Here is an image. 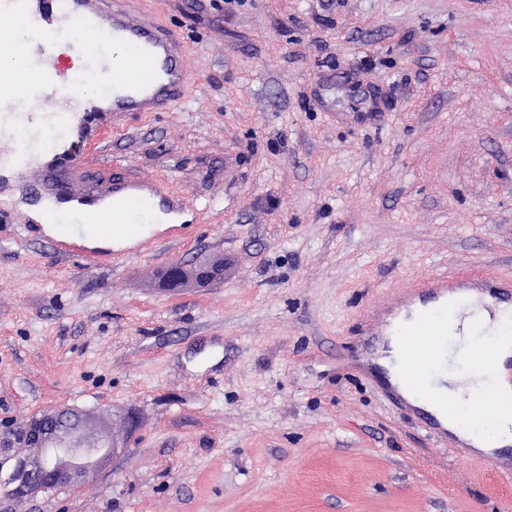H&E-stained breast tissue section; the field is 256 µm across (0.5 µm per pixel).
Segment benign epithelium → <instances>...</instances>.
I'll use <instances>...</instances> for the list:
<instances>
[{
  "label": "benign epithelium",
  "mask_w": 512,
  "mask_h": 512,
  "mask_svg": "<svg viewBox=\"0 0 512 512\" xmlns=\"http://www.w3.org/2000/svg\"><path fill=\"white\" fill-rule=\"evenodd\" d=\"M224 264L188 265L172 262L165 287L181 288L193 280L207 286L219 280ZM119 439L103 437L101 419L74 408H56L31 417L21 437L0 448L12 460L11 470L0 478V502L25 501L74 487L97 475L118 451Z\"/></svg>",
  "instance_id": "benign-epithelium-1"
}]
</instances>
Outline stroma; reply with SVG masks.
<instances>
[{"label": "stroma", "instance_id": "obj_1", "mask_svg": "<svg viewBox=\"0 0 512 512\" xmlns=\"http://www.w3.org/2000/svg\"><path fill=\"white\" fill-rule=\"evenodd\" d=\"M128 4L182 35L188 98L70 149L191 214L61 260L0 181V431L137 420L97 479L17 512H512V450L430 434L367 350L425 278L512 282V0ZM216 257L221 283L163 287Z\"/></svg>", "mask_w": 512, "mask_h": 512}]
</instances>
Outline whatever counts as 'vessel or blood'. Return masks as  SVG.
Segmentation results:
<instances>
[{
  "instance_id": "obj_1",
  "label": "vessel or blood",
  "mask_w": 512,
  "mask_h": 512,
  "mask_svg": "<svg viewBox=\"0 0 512 512\" xmlns=\"http://www.w3.org/2000/svg\"><path fill=\"white\" fill-rule=\"evenodd\" d=\"M20 26L32 33L27 65L13 91L0 94V118L34 109L83 121L87 116L83 86L90 78L103 81L99 111L115 115L171 112L185 99L187 71L180 38L142 14L116 6L114 0H0V43L7 42ZM53 39L68 40L81 55L79 71H69L62 60L45 52V42ZM142 67L150 71V79L136 78V70ZM79 169L72 153L55 165L32 164L31 143L19 134L9 135L6 144H0V172L37 182L41 196L58 207L61 221L75 225L74 234L56 241L59 256L88 252L83 230L87 224L111 235L135 224H179L187 219L183 198L165 197L159 182L132 177L114 180L107 190L75 188L69 179ZM476 290L469 280L429 278L407 295L404 306L439 319L447 316L452 298L467 297ZM432 335L429 329L415 332L403 355L401 383L390 389L395 400H402V386H415V378L437 368L438 349ZM415 388L417 394H424V387Z\"/></svg>"
}]
</instances>
